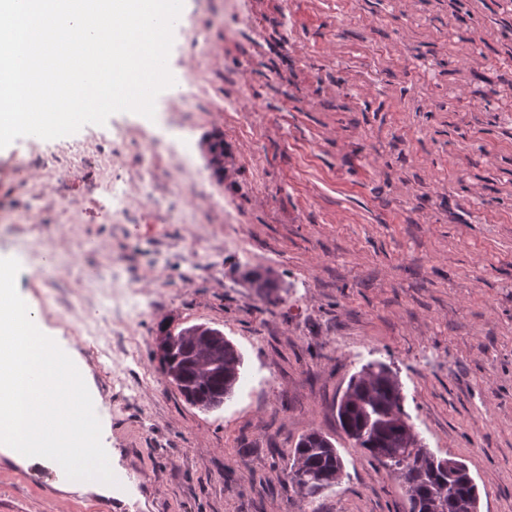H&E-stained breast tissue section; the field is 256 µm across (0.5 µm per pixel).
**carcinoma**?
<instances>
[{"label":"carcinoma","mask_w":512,"mask_h":512,"mask_svg":"<svg viewBox=\"0 0 512 512\" xmlns=\"http://www.w3.org/2000/svg\"><path fill=\"white\" fill-rule=\"evenodd\" d=\"M159 347L166 380L190 405L210 412L234 396L244 357L221 330L192 325L166 332ZM337 415L354 447L404 488L409 512H473L480 500L477 484L462 462L423 447L404 409L402 383L386 364L370 363L350 378ZM343 469L331 440L311 431L293 449L288 478L300 499L311 504L340 483Z\"/></svg>","instance_id":"obj_1"}]
</instances>
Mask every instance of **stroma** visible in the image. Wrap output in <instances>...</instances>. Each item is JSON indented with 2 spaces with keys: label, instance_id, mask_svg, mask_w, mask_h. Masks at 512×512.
Listing matches in <instances>:
<instances>
[{
  "label": "stroma",
  "instance_id": "35a3bbf8",
  "mask_svg": "<svg viewBox=\"0 0 512 512\" xmlns=\"http://www.w3.org/2000/svg\"><path fill=\"white\" fill-rule=\"evenodd\" d=\"M242 18L263 32L259 48L244 33L223 48ZM182 25L209 27L222 46L187 134L211 194L240 211L246 249L212 251L190 281L186 225L135 212L114 226L99 188L111 165L75 161L45 185L75 210L35 220L29 181L0 178V210L18 225L0 257L65 238L17 291L73 353L102 444L132 477L126 497L62 492L0 455V512H408L393 475L336 417L350 377L375 361L399 377L422 444L468 465L481 512H512V0H233L216 19L184 0ZM235 83L251 107L241 128L223 112V87ZM134 120L118 112L29 139L18 162L31 169L81 144L111 155ZM111 265L144 286V317L113 339L118 351L135 341L131 368L154 378L135 395L113 388L111 357L63 325L74 312L111 322V289H69ZM252 271L270 275L268 295L251 287ZM198 323L245 358L238 391L211 412L161 378V330ZM312 430L331 438L344 474L309 505L286 465Z\"/></svg>",
  "mask_w": 512,
  "mask_h": 512
}]
</instances>
